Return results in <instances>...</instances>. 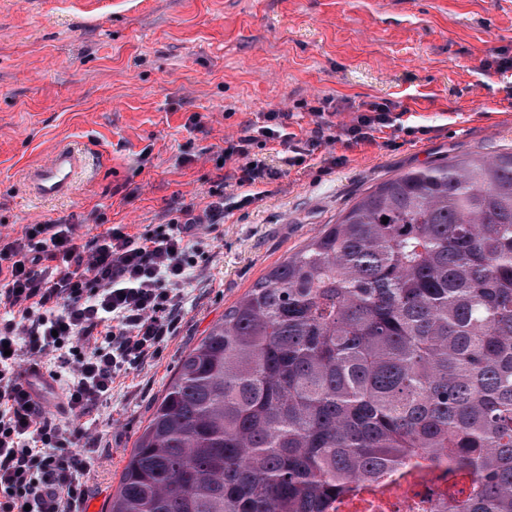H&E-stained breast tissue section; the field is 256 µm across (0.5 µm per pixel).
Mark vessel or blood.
Returning a JSON list of instances; mask_svg holds the SVG:
<instances>
[{"label":"vessel or blood","mask_w":512,"mask_h":512,"mask_svg":"<svg viewBox=\"0 0 512 512\" xmlns=\"http://www.w3.org/2000/svg\"><path fill=\"white\" fill-rule=\"evenodd\" d=\"M85 166V160L77 151L66 145H58L26 172L30 191L36 198L54 200L72 194L77 177ZM20 382L37 400L53 396L57 387L47 373L22 368Z\"/></svg>","instance_id":"vessel-or-blood-1"}]
</instances>
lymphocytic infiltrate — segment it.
Wrapping results in <instances>:
<instances>
[{
	"mask_svg": "<svg viewBox=\"0 0 512 512\" xmlns=\"http://www.w3.org/2000/svg\"><path fill=\"white\" fill-rule=\"evenodd\" d=\"M357 110L345 130L354 143L401 128L388 104ZM325 112L314 108L316 127L304 139L287 132L277 112L265 114L260 131L284 147L287 165L300 164L328 139ZM250 143L246 136L224 151L243 160L237 184L250 189L243 206L271 175L250 158ZM207 197L203 211L189 204L133 234L123 224L82 234L62 219L0 234V512H81L95 462L80 448L92 431L78 419L111 395L116 377L175 336L200 239L224 217L223 185ZM32 361L51 377L66 373L72 420L48 417L20 387L18 368Z\"/></svg>",
	"mask_w": 512,
	"mask_h": 512,
	"instance_id": "lymphocytic-infiltrate-1",
	"label": "lymphocytic infiltrate"
}]
</instances>
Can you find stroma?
I'll return each instance as SVG.
<instances>
[{"label":"stroma","mask_w":512,"mask_h":512,"mask_svg":"<svg viewBox=\"0 0 512 512\" xmlns=\"http://www.w3.org/2000/svg\"><path fill=\"white\" fill-rule=\"evenodd\" d=\"M501 52L512 58V0H0V231L101 216L135 231L216 181L238 195L219 156L249 135L274 173L208 233L178 335L100 405L88 498L116 493L182 356L275 265L390 177L512 148V71L486 66ZM326 98L333 141L286 165L257 133L264 113L307 136ZM364 101L392 103L403 131L348 141ZM59 142L91 175L73 197L32 200L22 172Z\"/></svg>","instance_id":"35a3bbf8"}]
</instances>
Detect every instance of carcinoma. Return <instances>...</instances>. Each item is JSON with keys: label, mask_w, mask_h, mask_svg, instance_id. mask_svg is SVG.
<instances>
[{"label": "carcinoma", "mask_w": 512, "mask_h": 512, "mask_svg": "<svg viewBox=\"0 0 512 512\" xmlns=\"http://www.w3.org/2000/svg\"><path fill=\"white\" fill-rule=\"evenodd\" d=\"M448 463L443 512H512V151L397 174L184 355L107 512H329Z\"/></svg>", "instance_id": "cac0c4a2"}]
</instances>
